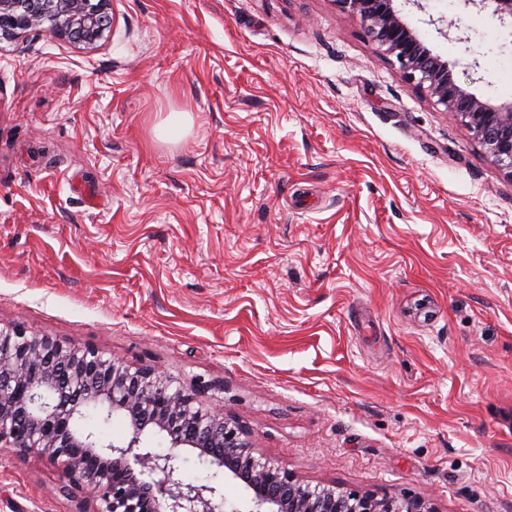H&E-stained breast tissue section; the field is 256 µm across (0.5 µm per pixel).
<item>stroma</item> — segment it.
<instances>
[{
    "label": "stroma",
    "instance_id": "obj_1",
    "mask_svg": "<svg viewBox=\"0 0 512 512\" xmlns=\"http://www.w3.org/2000/svg\"><path fill=\"white\" fill-rule=\"evenodd\" d=\"M396 7L512 101V25ZM108 12L92 46L0 33V323L205 382L303 483L512 512V174L339 0ZM62 481L0 449V512H76Z\"/></svg>",
    "mask_w": 512,
    "mask_h": 512
}]
</instances>
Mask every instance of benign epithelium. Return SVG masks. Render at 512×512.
<instances>
[{
	"label": "benign epithelium",
	"instance_id": "obj_1",
	"mask_svg": "<svg viewBox=\"0 0 512 512\" xmlns=\"http://www.w3.org/2000/svg\"><path fill=\"white\" fill-rule=\"evenodd\" d=\"M358 15L366 37L395 59L405 81L456 116L465 133L512 175V102L482 100L459 84L448 61L433 53L400 16L395 0H338ZM512 20V0H462ZM109 0H0V31L41 30L94 44L103 35ZM90 411L104 421L124 417L130 437L106 441L78 423ZM170 448L244 483L248 497L230 503L210 484L175 477ZM0 447L39 452L66 479L60 492L88 493L81 512H433L420 499L347 492L303 484L256 454L223 406L206 407L164 370L131 367L90 347L0 326Z\"/></svg>",
	"mask_w": 512,
	"mask_h": 512
}]
</instances>
